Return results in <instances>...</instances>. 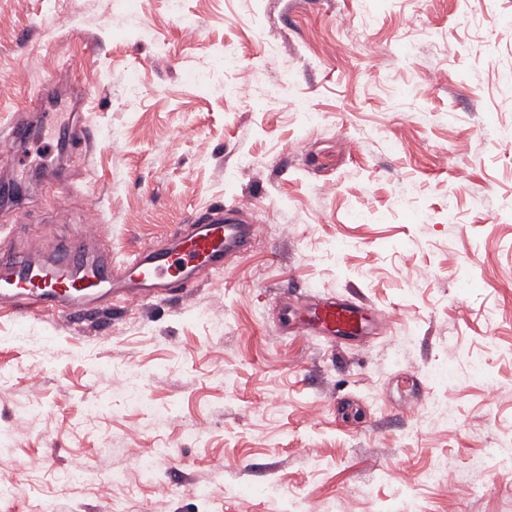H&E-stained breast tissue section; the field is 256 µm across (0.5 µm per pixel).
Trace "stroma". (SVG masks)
I'll list each match as a JSON object with an SVG mask.
<instances>
[{
  "instance_id": "stroma-1",
  "label": "stroma",
  "mask_w": 512,
  "mask_h": 512,
  "mask_svg": "<svg viewBox=\"0 0 512 512\" xmlns=\"http://www.w3.org/2000/svg\"><path fill=\"white\" fill-rule=\"evenodd\" d=\"M185 8L191 36L166 0H0V132L45 86L75 93L33 152L0 154L25 182L0 252L51 258L91 205L116 261L243 196L254 227L173 301L0 317V512H512V467L484 454L512 443V0H371L343 34L359 0ZM81 116L94 142L59 155ZM317 297L387 319L362 341L283 332ZM158 447L159 486L132 458ZM442 462L456 496L424 478Z\"/></svg>"
}]
</instances>
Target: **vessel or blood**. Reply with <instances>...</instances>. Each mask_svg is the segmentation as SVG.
Here are the masks:
<instances>
[{
    "label": "vessel or blood",
    "mask_w": 512,
    "mask_h": 512,
    "mask_svg": "<svg viewBox=\"0 0 512 512\" xmlns=\"http://www.w3.org/2000/svg\"><path fill=\"white\" fill-rule=\"evenodd\" d=\"M253 227L244 209L221 205L174 227L165 244H147L126 260L89 254L92 242L78 232L57 255L40 261L34 252L0 255V308L25 319L51 310L82 318L107 309L164 299L179 283H196L224 269L225 259L252 243ZM299 318L328 336L364 338L370 321L352 301L320 299L300 310H283L282 322Z\"/></svg>",
    "instance_id": "1"
}]
</instances>
